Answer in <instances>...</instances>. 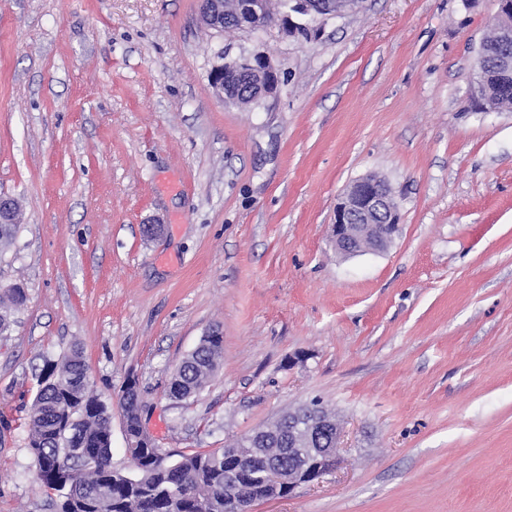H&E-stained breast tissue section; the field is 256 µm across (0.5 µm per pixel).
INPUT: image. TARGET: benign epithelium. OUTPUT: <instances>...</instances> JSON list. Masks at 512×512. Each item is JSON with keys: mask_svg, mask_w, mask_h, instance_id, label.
Segmentation results:
<instances>
[{"mask_svg": "<svg viewBox=\"0 0 512 512\" xmlns=\"http://www.w3.org/2000/svg\"><path fill=\"white\" fill-rule=\"evenodd\" d=\"M498 9L493 16L496 43L507 44L512 41V0H496ZM361 4L356 0H292L289 10L273 18L270 27H276L285 36H296L303 29L312 27L336 17L356 12ZM257 5L251 0H201V21L210 29L224 31V19L234 17L243 21L246 30L252 25L245 18L256 12ZM297 13L303 22L292 20L291 13ZM512 77V58L503 57L498 64L497 73L481 71L473 79L472 97L482 103L484 91L494 82L496 76ZM249 82L255 91L253 100L273 94L279 83V73L268 55L259 53L243 57L232 64L216 65L210 72V82L215 94L222 100L236 104L239 102L236 84ZM17 207L8 197H0V224L16 222ZM400 230L398 205L388 181L381 177L366 175L350 183L339 198L334 222L331 224V242L336 252L345 256H356L365 251H381L390 245ZM304 424L288 434V459L296 461V466L282 469L278 463L271 462L265 471L266 483L274 489L288 486V493L302 483L319 480L329 472L336 462V450L341 430L316 413L308 412L303 416ZM329 436V447L315 448L313 444L321 435ZM264 438L262 448H226L224 458L233 461L238 473L250 472L256 458L267 454L265 446L270 444ZM254 500L242 496L224 500V506L212 505V512H253Z\"/></svg>", "mask_w": 512, "mask_h": 512, "instance_id": "obj_1", "label": "benign epithelium"}]
</instances>
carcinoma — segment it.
<instances>
[{
    "mask_svg": "<svg viewBox=\"0 0 512 512\" xmlns=\"http://www.w3.org/2000/svg\"><path fill=\"white\" fill-rule=\"evenodd\" d=\"M26 290L0 288V332L12 324V315L27 302ZM224 353V337L211 331L180 363L169 394L190 399L203 390ZM43 385L29 415L28 449L36 458L40 484L56 493L57 512H203L213 501L233 494L232 464L224 449L182 453L176 460L154 446L130 447L139 433V394L127 382L118 406L125 411L128 460L133 469L119 475L112 465L111 416L95 394L82 348L76 346L42 370ZM296 419L283 416L260 428L269 437H288ZM262 462L244 486L258 499L265 491Z\"/></svg>",
    "mask_w": 512,
    "mask_h": 512,
    "instance_id": "1",
    "label": "carcinoma"
}]
</instances>
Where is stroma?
I'll use <instances>...</instances> for the list:
<instances>
[{
	"instance_id": "1",
	"label": "stroma",
	"mask_w": 512,
	"mask_h": 512,
	"mask_svg": "<svg viewBox=\"0 0 512 512\" xmlns=\"http://www.w3.org/2000/svg\"><path fill=\"white\" fill-rule=\"evenodd\" d=\"M495 10L364 0L304 41L215 32L200 0H0V195L20 210L0 287L28 296L0 334V512H55L26 422L76 344L116 467L133 376L172 454L314 399L335 414V467L254 512H512V112L469 93ZM257 53L276 92L220 100L212 67ZM369 174L401 231L345 258L329 226ZM214 328L219 370L170 399Z\"/></svg>"
}]
</instances>
